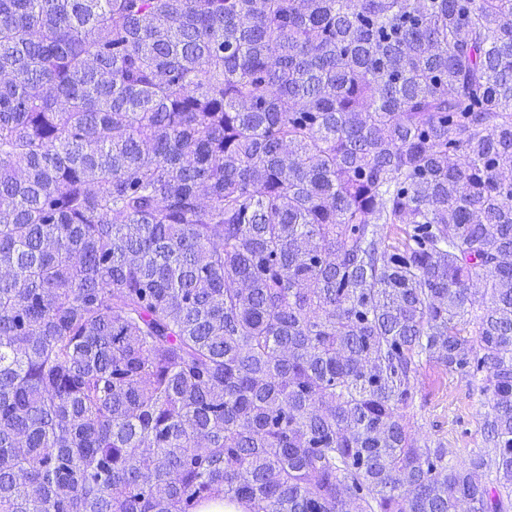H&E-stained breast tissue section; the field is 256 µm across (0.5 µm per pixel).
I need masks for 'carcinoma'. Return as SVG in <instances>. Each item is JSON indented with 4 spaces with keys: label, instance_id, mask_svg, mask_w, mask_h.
Masks as SVG:
<instances>
[{
    "label": "carcinoma",
    "instance_id": "obj_1",
    "mask_svg": "<svg viewBox=\"0 0 512 512\" xmlns=\"http://www.w3.org/2000/svg\"><path fill=\"white\" fill-rule=\"evenodd\" d=\"M0 72V512H512V0H0ZM417 379L415 402L405 411L413 436L442 442L462 458L482 448L481 424L488 407L467 380L425 362Z\"/></svg>",
    "mask_w": 512,
    "mask_h": 512
}]
</instances>
